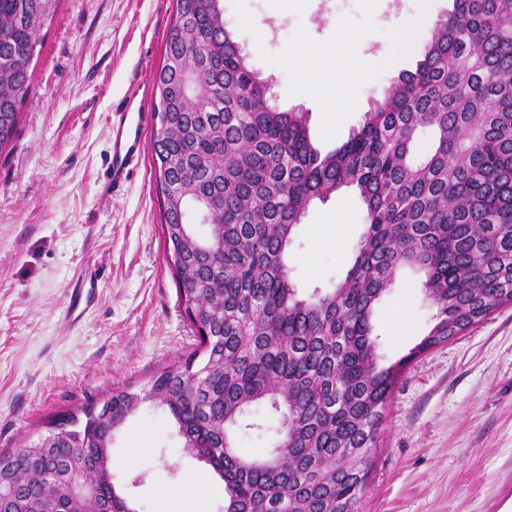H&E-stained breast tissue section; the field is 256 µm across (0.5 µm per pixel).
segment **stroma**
Here are the masks:
<instances>
[{
  "mask_svg": "<svg viewBox=\"0 0 512 512\" xmlns=\"http://www.w3.org/2000/svg\"><path fill=\"white\" fill-rule=\"evenodd\" d=\"M419 6L224 0V19L252 68L270 79L276 105L308 113L312 138L330 149L415 70L452 0H433L406 52L390 30ZM174 12V0H60L40 33L17 134L0 154V449L36 440L51 418L113 392L146 388L198 341L166 258L152 156L119 194L102 196L99 184L111 151L106 116L125 94L152 86ZM303 45L367 69L333 117L292 93ZM364 216L350 191L308 210L287 258L302 297L344 278ZM90 265L100 273L97 301L63 328L68 290ZM432 315L420 279L398 271L374 316L384 357L408 354ZM259 419L262 429L237 435L245 456L266 455L277 441L278 414ZM182 446L169 411L149 404L115 433L113 482L136 512H222L223 482ZM370 455L361 512H512V305L413 359Z\"/></svg>",
  "mask_w": 512,
  "mask_h": 512,
  "instance_id": "stroma-1",
  "label": "stroma"
}]
</instances>
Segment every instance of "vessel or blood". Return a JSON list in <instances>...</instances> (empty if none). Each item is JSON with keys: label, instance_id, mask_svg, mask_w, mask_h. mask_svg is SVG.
<instances>
[{"label": "vessel or blood", "instance_id": "1", "mask_svg": "<svg viewBox=\"0 0 512 512\" xmlns=\"http://www.w3.org/2000/svg\"><path fill=\"white\" fill-rule=\"evenodd\" d=\"M148 124L145 103L138 95L122 97L113 104L110 116L111 153L103 174L104 190L116 194L137 172L143 153L142 132ZM99 281L95 268H87L79 286L69 289L65 326L79 322L94 303L93 290Z\"/></svg>", "mask_w": 512, "mask_h": 512}]
</instances>
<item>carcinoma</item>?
Listing matches in <instances>:
<instances>
[{"label": "carcinoma", "mask_w": 512, "mask_h": 512, "mask_svg": "<svg viewBox=\"0 0 512 512\" xmlns=\"http://www.w3.org/2000/svg\"><path fill=\"white\" fill-rule=\"evenodd\" d=\"M59 2L0 0V153ZM174 2L152 153L169 265L206 335L147 388L50 421L67 425L50 446L0 451V512H44L60 472L110 485L112 432L147 403L169 410L185 452L223 481L224 512H360L402 368L512 304V0H453L416 70L325 153L307 113L271 103L223 0ZM426 128L432 143L418 157ZM341 189L365 207L354 260L330 291L301 298L286 262L294 230ZM192 209L208 236L188 222ZM403 267L421 277L435 314L388 365L373 318ZM261 403L280 413V440L268 456L244 457L234 430Z\"/></svg>", "instance_id": "cac0c4a2"}]
</instances>
